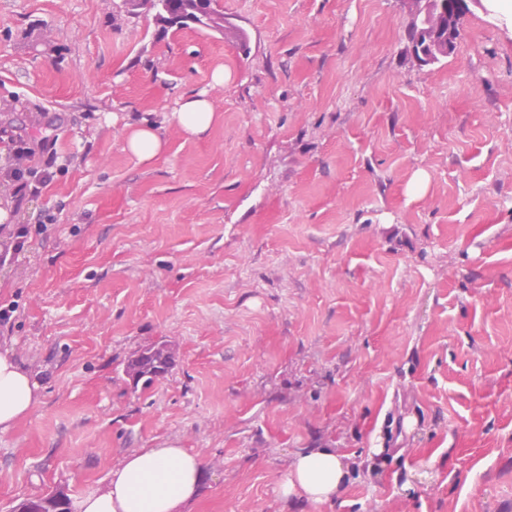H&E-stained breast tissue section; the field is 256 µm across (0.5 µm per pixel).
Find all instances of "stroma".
Wrapping results in <instances>:
<instances>
[{
	"label": "stroma",
	"instance_id": "obj_1",
	"mask_svg": "<svg viewBox=\"0 0 512 512\" xmlns=\"http://www.w3.org/2000/svg\"><path fill=\"white\" fill-rule=\"evenodd\" d=\"M217 8L0 0V129L57 139L38 196L0 179L31 229L0 343L43 387L0 433V512L168 441L206 464L191 512H512V24L473 8L424 66L404 0ZM197 93L216 119L189 138ZM158 343L173 367L134 386ZM303 448L357 461L335 502L283 500ZM172 118L189 138H197L210 130L215 120V108L206 96L190 94L179 100ZM126 149L141 162L156 158L164 149L165 142L154 123L143 119L127 124Z\"/></svg>",
	"mask_w": 512,
	"mask_h": 512
}]
</instances>
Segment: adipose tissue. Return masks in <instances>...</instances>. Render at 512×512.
Segmentation results:
<instances>
[{
	"instance_id": "adipose-tissue-1",
	"label": "adipose tissue",
	"mask_w": 512,
	"mask_h": 512,
	"mask_svg": "<svg viewBox=\"0 0 512 512\" xmlns=\"http://www.w3.org/2000/svg\"><path fill=\"white\" fill-rule=\"evenodd\" d=\"M191 138L205 135L215 120L212 101L201 94L182 97L172 114ZM125 144L139 161L148 162L164 149L154 123L129 124ZM41 400V385L20 364L12 346H0V433L11 430ZM205 463L200 454L174 444L138 448L113 467L107 485L73 501L74 512H184L196 500ZM350 463L332 448H304L292 457L281 484L283 497L321 504L343 491Z\"/></svg>"
}]
</instances>
